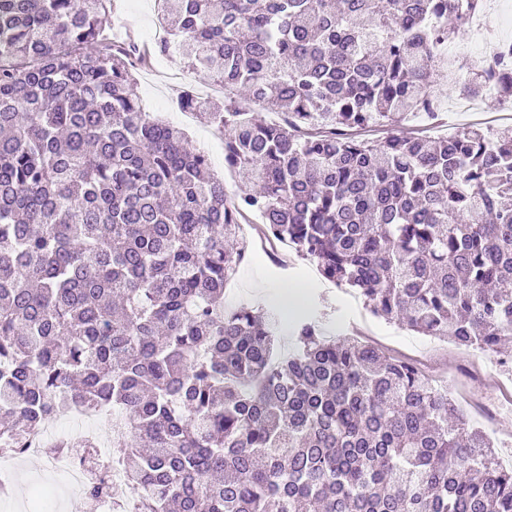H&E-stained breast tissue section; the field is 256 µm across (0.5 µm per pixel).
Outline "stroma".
<instances>
[{"label":"stroma","mask_w":512,"mask_h":512,"mask_svg":"<svg viewBox=\"0 0 512 512\" xmlns=\"http://www.w3.org/2000/svg\"><path fill=\"white\" fill-rule=\"evenodd\" d=\"M113 11L121 26L135 32L141 47H154L156 25L161 20L157 0H114ZM186 88L193 89L201 97L220 99L224 96L223 89L213 84L208 72L189 68L176 54L156 59L150 68L138 74V91L145 110L165 113L171 124L184 129L190 146L208 155L211 169L223 180L228 197H235L241 186L224 163L223 134L194 113L184 114L179 110L177 93ZM462 99L458 89H448L440 98L443 107L441 121L433 124L424 116L411 115L394 132L399 135L416 132L449 135L467 126L512 125V109L497 107L488 99L480 100L474 107L466 109L461 104ZM286 252V247L281 244L273 248L255 245L241 261L235 278L224 290L225 307L272 305L278 309L282 324L286 327L291 326L300 315L306 314L319 319L330 336H350L360 330H368L374 344L392 354L418 360L425 372L437 380L447 376L448 364L453 358L462 356L478 366L483 376L496 377L502 380V387L512 390V341L506 342L498 350L483 351L458 347L443 339L402 329L369 314L361 299L324 280L313 263L296 257L288 269H281L276 259ZM291 282L306 287L301 303L288 304L282 294L283 286ZM500 389L486 384L474 392L475 398L494 409L496 419L487 421L474 414L470 420L496 433L502 441L497 454L503 458L512 453V401H505ZM17 482L16 498L0 499V512H16L17 497L31 496L37 487L51 492L50 499L44 504L46 512H69L64 506L70 498L69 479L53 470L47 457L24 458L19 465Z\"/></svg>","instance_id":"obj_1"}]
</instances>
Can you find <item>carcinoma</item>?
I'll return each instance as SVG.
<instances>
[{
  "mask_svg": "<svg viewBox=\"0 0 512 512\" xmlns=\"http://www.w3.org/2000/svg\"><path fill=\"white\" fill-rule=\"evenodd\" d=\"M111 2L0 0V448L112 407L133 512H512V465L418 364L314 318L285 354L275 308L224 307L253 214L377 318L512 336V126L353 134L437 99L434 48L482 0H158L156 50L224 88L180 104L224 133L232 199L141 107L153 54L108 41ZM491 77L512 99L507 56L462 92Z\"/></svg>",
  "mask_w": 512,
  "mask_h": 512,
  "instance_id": "cac0c4a2",
  "label": "carcinoma"
}]
</instances>
